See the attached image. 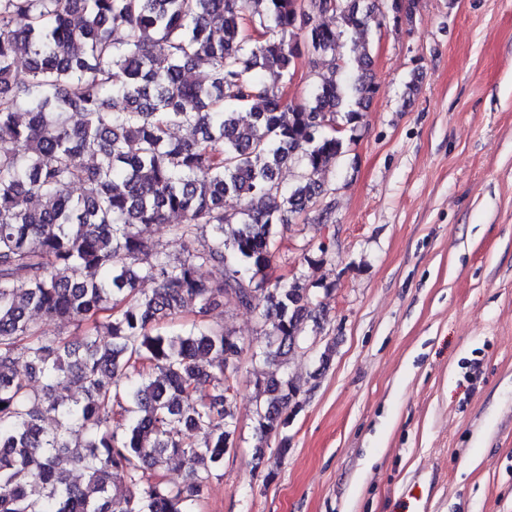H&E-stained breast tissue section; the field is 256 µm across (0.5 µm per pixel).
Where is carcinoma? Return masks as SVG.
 <instances>
[{
  "label": "carcinoma",
  "mask_w": 512,
  "mask_h": 512,
  "mask_svg": "<svg viewBox=\"0 0 512 512\" xmlns=\"http://www.w3.org/2000/svg\"><path fill=\"white\" fill-rule=\"evenodd\" d=\"M388 21L413 25L412 0H0V512H195L234 445L245 352L267 367L255 467L271 438L288 455L303 401L283 367L324 313L299 279L271 277L276 238L294 217L330 220L322 179L378 91L368 49H338ZM203 59L211 71L187 79ZM304 65L313 85L295 101ZM168 214L177 256L142 235ZM260 294V340L213 321ZM32 310L84 327L82 342L40 334ZM177 314L189 328L163 326ZM62 381L79 391L68 403ZM173 458L181 484L164 475Z\"/></svg>",
  "instance_id": "obj_1"
}]
</instances>
